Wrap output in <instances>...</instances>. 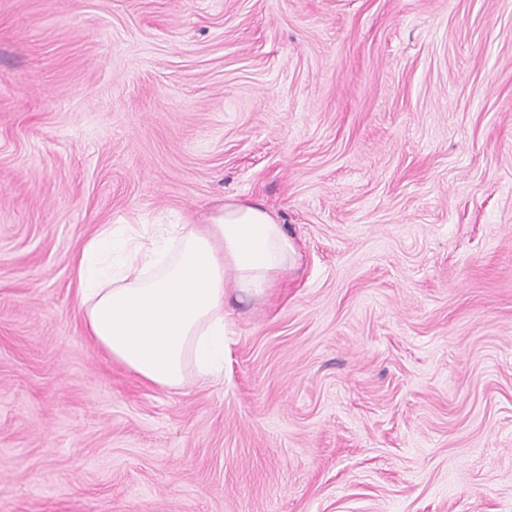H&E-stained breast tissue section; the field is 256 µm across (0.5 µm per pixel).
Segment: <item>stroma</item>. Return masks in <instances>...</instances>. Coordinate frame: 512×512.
I'll return each mask as SVG.
<instances>
[{
  "instance_id": "obj_1",
  "label": "stroma",
  "mask_w": 512,
  "mask_h": 512,
  "mask_svg": "<svg viewBox=\"0 0 512 512\" xmlns=\"http://www.w3.org/2000/svg\"><path fill=\"white\" fill-rule=\"evenodd\" d=\"M228 198L295 261L146 386L78 255ZM0 512H512V0H0Z\"/></svg>"
}]
</instances>
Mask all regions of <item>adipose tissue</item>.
Returning a JSON list of instances; mask_svg holds the SVG:
<instances>
[{"instance_id": "obj_1", "label": "adipose tissue", "mask_w": 512, "mask_h": 512, "mask_svg": "<svg viewBox=\"0 0 512 512\" xmlns=\"http://www.w3.org/2000/svg\"><path fill=\"white\" fill-rule=\"evenodd\" d=\"M293 255L277 215L257 202H225L204 224L166 225L146 248L130 225H102L77 264L86 333L145 384L180 387L188 366L223 369L228 292L264 296Z\"/></svg>"}]
</instances>
